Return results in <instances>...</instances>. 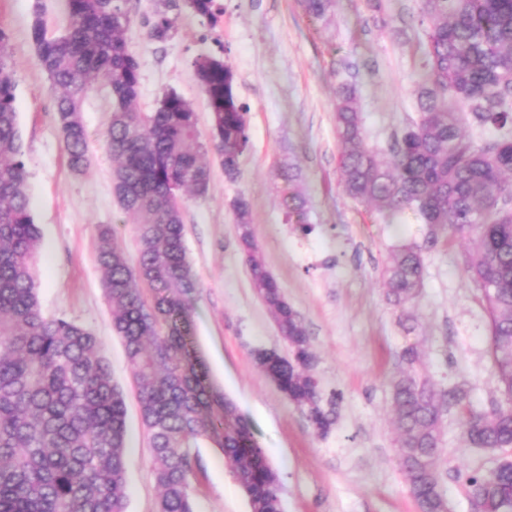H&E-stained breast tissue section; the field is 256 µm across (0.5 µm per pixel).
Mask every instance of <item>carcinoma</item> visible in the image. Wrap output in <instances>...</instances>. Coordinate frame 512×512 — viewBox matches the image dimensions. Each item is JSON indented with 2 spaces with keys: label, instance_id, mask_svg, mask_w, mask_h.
<instances>
[{
  "label": "carcinoma",
  "instance_id": "cac0c4a2",
  "mask_svg": "<svg viewBox=\"0 0 512 512\" xmlns=\"http://www.w3.org/2000/svg\"><path fill=\"white\" fill-rule=\"evenodd\" d=\"M67 5L66 34L47 37L38 17L32 40L72 171L81 173L91 162L80 115L84 97L100 86L112 96L105 138L116 162L114 193L134 224L139 257L130 265L105 227L98 262L150 434L151 475L161 490L156 512H194L188 448L201 440L222 452L250 512H282L276 471L187 341L186 298L196 282L182 214L186 199L205 194L210 181L196 113L174 91L162 95L155 111L136 110L140 71L128 48L127 0ZM183 6L213 26L222 14L217 0H183ZM303 6L319 21L335 12L336 0H303ZM176 7L163 4L148 39L171 36L169 10ZM419 26L418 118L395 135L388 153L366 145L355 85L343 80L336 87L340 181L350 198L389 215L413 210L429 226L423 243L391 253L385 285L400 317L413 319L425 251L444 236L465 246L466 271L487 318L501 394L489 410H475L462 387L439 388L421 370L417 345L400 353L391 399L410 494L420 512H450L439 473L446 399L461 416L468 445L496 456L493 468L463 475L471 503L481 512H512V136L478 144L462 129L465 121L512 127V0H419ZM10 58L9 37L0 29V512H126L123 394L97 337L40 309L33 268L41 234L29 208ZM194 68L211 112V149L233 180L249 141L247 111L223 60L200 56ZM277 175L288 185L282 197L288 222L309 233L297 171L280 166ZM234 210L254 290L288 343L286 355L257 350L255 363L325 436L336 423L339 398L325 395L306 329L257 251L247 200L237 198Z\"/></svg>",
  "mask_w": 512,
  "mask_h": 512
}]
</instances>
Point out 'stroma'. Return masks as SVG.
<instances>
[{
  "instance_id": "stroma-1",
  "label": "stroma",
  "mask_w": 512,
  "mask_h": 512,
  "mask_svg": "<svg viewBox=\"0 0 512 512\" xmlns=\"http://www.w3.org/2000/svg\"><path fill=\"white\" fill-rule=\"evenodd\" d=\"M217 25L176 12L165 42L146 37L157 0H129L128 46L140 64L136 108L151 112L173 90L191 101L202 143L210 113L194 60L228 63L234 93L248 109L250 143L239 175L228 179L208 155L209 189L190 197L184 238L196 289L190 339L212 381L249 423L276 470L283 512H419L395 452L389 381L398 356L417 344L425 369L442 388L468 389L475 408L497 402L486 318L464 270L463 248L439 243L426 255L423 288L414 303L416 328L406 332L386 298L383 278L392 248L423 241L428 227L405 211L388 218L345 196L337 167L336 87L350 77L368 147L387 151L394 133L417 116V0H337L329 22L316 21L300 0H218ZM47 34H65V0H0V28L10 37L15 107L27 162L30 210L41 231L36 268L45 316L77 322L97 336L111 376L126 395L128 512H156L159 490L121 339L112 331L96 246L111 227L129 259L137 247L130 218L113 191L115 164L104 131L112 100L107 88L88 93L81 109L90 167L71 171L63 151L54 95L31 38L35 18ZM300 169L309 234L289 224L277 165ZM245 197L267 269L302 321L318 356L323 388L340 396L339 418L326 437L257 367L254 352H287L270 311L253 288L239 244L233 202ZM441 482L451 512H472L461 472L487 470L493 456L467 447L455 409L442 420ZM194 512H249L246 497L218 448L191 449Z\"/></svg>"
}]
</instances>
